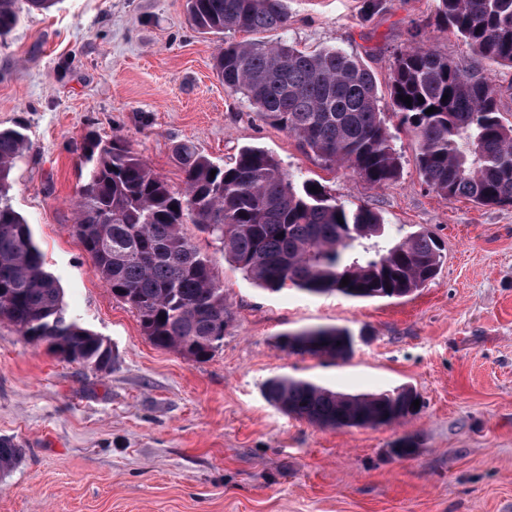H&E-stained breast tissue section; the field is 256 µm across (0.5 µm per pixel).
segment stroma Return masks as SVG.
Masks as SVG:
<instances>
[{"instance_id":"35a3bbf8","label":"stroma","mask_w":512,"mask_h":512,"mask_svg":"<svg viewBox=\"0 0 512 512\" xmlns=\"http://www.w3.org/2000/svg\"><path fill=\"white\" fill-rule=\"evenodd\" d=\"M288 0L287 29L260 41L339 48L386 86L413 27L466 73L496 85L512 123V68L481 59L452 32L422 28L432 0ZM242 32L203 34L187 0H58L23 12L0 41V128L32 147L12 172L11 204L28 222L69 316L112 348L110 368L67 362L0 323V437L23 450L0 474V512H512V206L446 198L424 182L416 138L387 123L401 160L382 188L305 154L279 126L224 89L215 56ZM119 135L173 190L189 142L218 163L246 146L272 154L337 201L379 212L401 235L442 246L414 294L356 300L256 286L219 245L187 226L212 260L233 321L204 362L155 347L138 315L99 279L77 237L84 137ZM320 326L356 338L344 360L282 351L280 336ZM287 376L351 393L401 386L418 413L379 427L321 428L264 395ZM413 437L418 450L393 455Z\"/></svg>"}]
</instances>
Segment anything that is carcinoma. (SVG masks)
Here are the masks:
<instances>
[{
    "label": "carcinoma",
    "instance_id": "obj_1",
    "mask_svg": "<svg viewBox=\"0 0 512 512\" xmlns=\"http://www.w3.org/2000/svg\"><path fill=\"white\" fill-rule=\"evenodd\" d=\"M56 3L0 0V39L23 11ZM188 8L204 33L288 27V0H188ZM434 26L455 32L474 54L512 67V0H436ZM215 68L226 91L243 95L258 117L295 136L305 153L346 166L372 187L400 174L389 108L411 126L416 164L433 191L480 206L512 205V124L501 119L497 87L466 76L420 42L395 58L387 103L372 71L342 49L312 54L286 42H232L218 53ZM431 107L435 112L426 113ZM29 148L22 127L0 129V321L31 342L68 348L76 362L102 370L108 348L66 315L63 289L45 270L29 224L10 201L12 169ZM175 155L184 174L181 191L120 138L90 133L76 193L77 235L97 275L136 311L158 348L205 361L231 322L224 288L209 257L183 231L186 224L219 243L256 285L274 291L291 286L311 295L401 298L423 287L441 263V249L428 233L398 236L378 212L338 202L319 183L298 181L264 150L244 147L226 165L191 143L177 145ZM313 185L318 191H309ZM308 332L314 356L344 359L353 351L346 328ZM265 395L288 415L334 429L404 420L417 413L412 402L419 399L412 388L350 394L291 377L270 379ZM20 456L12 439L0 437L1 474Z\"/></svg>",
    "mask_w": 512,
    "mask_h": 512
}]
</instances>
